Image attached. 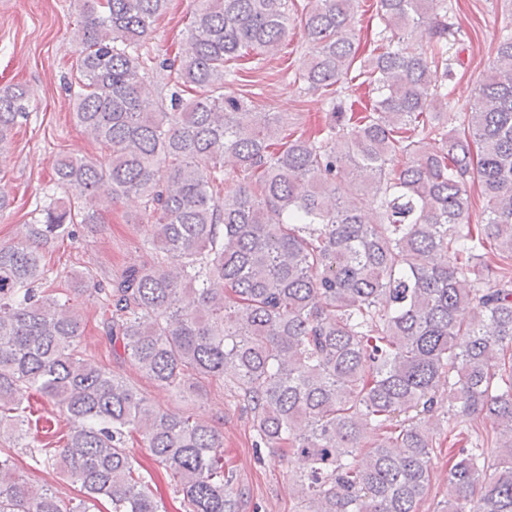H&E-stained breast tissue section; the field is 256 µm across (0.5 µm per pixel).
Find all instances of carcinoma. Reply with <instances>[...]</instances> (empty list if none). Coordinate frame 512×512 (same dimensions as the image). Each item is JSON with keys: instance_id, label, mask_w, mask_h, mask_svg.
Here are the masks:
<instances>
[{"instance_id": "carcinoma-1", "label": "carcinoma", "mask_w": 512, "mask_h": 512, "mask_svg": "<svg viewBox=\"0 0 512 512\" xmlns=\"http://www.w3.org/2000/svg\"><path fill=\"white\" fill-rule=\"evenodd\" d=\"M73 2L84 22L73 119L111 158L57 157L67 197L0 242V434L81 498L32 486L3 448L0 512H91L101 497L111 512H165L127 448L133 434L184 512H238L219 433L154 407L84 354L81 308L49 287L45 251L132 194L152 229L143 260L72 271V290L97 296L113 357L177 397L225 381L254 447L304 458L293 512H420L444 431L448 499L436 512H512V27L477 79L467 125L450 128L448 0H378L376 47L362 60L359 0H305L309 56L296 78L330 112L295 137L287 113L225 92L238 62L281 51L295 0H192L177 64L146 43L168 0ZM356 65L362 115L333 90ZM160 71L165 91L154 93ZM32 96L0 89V155ZM231 173L240 186L227 194ZM347 178L358 192L341 197ZM473 186L482 224L469 221ZM490 242L503 265L486 261ZM22 388L72 422L58 454L29 439Z\"/></svg>"}]
</instances>
